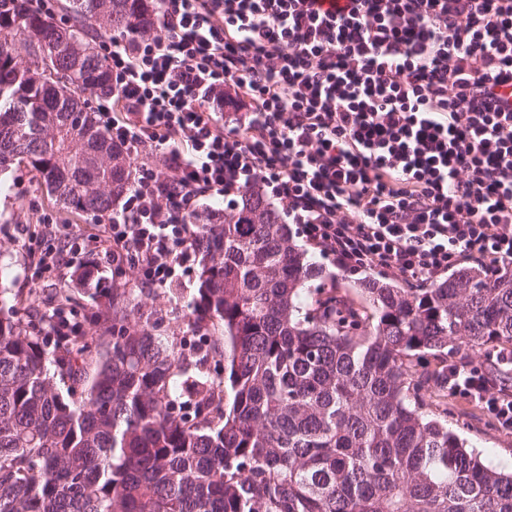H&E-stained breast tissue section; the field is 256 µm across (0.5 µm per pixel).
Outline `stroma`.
Returning <instances> with one entry per match:
<instances>
[{"label": "stroma", "instance_id": "1", "mask_svg": "<svg viewBox=\"0 0 512 512\" xmlns=\"http://www.w3.org/2000/svg\"><path fill=\"white\" fill-rule=\"evenodd\" d=\"M6 187L0 190V289L9 294L27 296L37 292L43 302H50L59 289H71L73 304L65 313L71 321L89 327V315L95 304L72 286L74 271L86 261L103 264V254L96 243L101 227L91 219L63 211L41 189L30 167L13 166L4 177ZM71 225L81 235L79 251L66 247L65 234L43 237L45 221ZM298 245L304 246L310 262L321 267V285L337 289L357 307L369 308L370 303L362 292V278H381L380 269L365 267L356 271L340 270L332 257L308 246L303 236H296ZM33 247L59 252L61 263L57 271L41 277L35 276L30 265L29 250ZM197 263L188 261L176 269L171 287L145 288L139 283V275L132 269H124L114 276H104L103 286L131 288L143 313H156L162 323L158 329L164 336H180L185 342H195L196 336L188 325L187 303L196 287ZM433 411H447L448 425L457 431L468 445L479 453L482 460L493 468H501L503 458L512 457V434L502 433L493 419L480 407L464 401H448L438 394L425 397Z\"/></svg>", "mask_w": 512, "mask_h": 512}]
</instances>
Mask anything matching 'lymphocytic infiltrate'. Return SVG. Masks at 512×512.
Segmentation results:
<instances>
[{
    "label": "lymphocytic infiltrate",
    "mask_w": 512,
    "mask_h": 512,
    "mask_svg": "<svg viewBox=\"0 0 512 512\" xmlns=\"http://www.w3.org/2000/svg\"><path fill=\"white\" fill-rule=\"evenodd\" d=\"M102 116L138 157L112 255L171 283L205 199L259 187L342 270L424 283L512 262V0H164L101 42ZM448 396L512 433V391L448 363Z\"/></svg>",
    "instance_id": "lymphocytic-infiltrate-1"
}]
</instances>
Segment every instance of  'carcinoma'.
<instances>
[{
    "label": "carcinoma",
    "instance_id": "obj_1",
    "mask_svg": "<svg viewBox=\"0 0 512 512\" xmlns=\"http://www.w3.org/2000/svg\"><path fill=\"white\" fill-rule=\"evenodd\" d=\"M163 0H65L81 56L40 70L56 39L33 0H0V176L27 163L62 209L100 223L133 182L89 90L112 96L97 41L154 25ZM200 256L186 349L157 336L133 291L76 275L87 336L43 331L37 293L0 306V512H512L494 470L426 409L448 358L512 345V267L462 268L430 288L363 283L371 317L317 276L257 189L190 222ZM426 354L435 367L413 371ZM224 366L212 378L208 363Z\"/></svg>",
    "mask_w": 512,
    "mask_h": 512
}]
</instances>
